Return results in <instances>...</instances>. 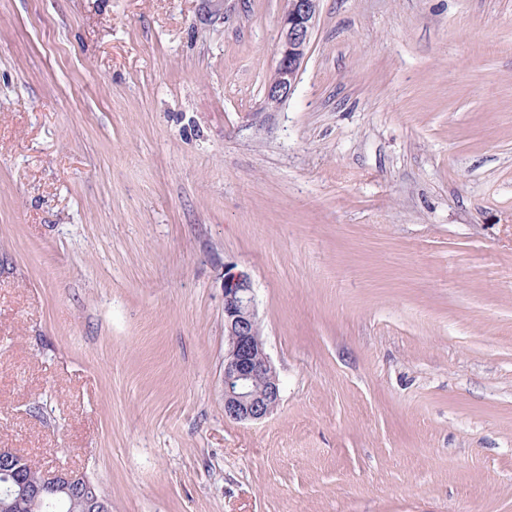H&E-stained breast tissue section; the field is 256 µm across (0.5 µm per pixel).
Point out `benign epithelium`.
Segmentation results:
<instances>
[{
  "label": "benign epithelium",
  "mask_w": 512,
  "mask_h": 512,
  "mask_svg": "<svg viewBox=\"0 0 512 512\" xmlns=\"http://www.w3.org/2000/svg\"><path fill=\"white\" fill-rule=\"evenodd\" d=\"M274 78L265 107L274 109L294 90L304 63L319 14L320 0H285ZM224 415L237 421H258L277 408L281 400L278 373L265 351L251 279L242 271H224ZM28 457L0 448V512H15L18 503L38 497L60 509L76 490L89 489L83 472L58 467L42 469L33 480L22 473L29 468Z\"/></svg>",
  "instance_id": "7a95c632"
}]
</instances>
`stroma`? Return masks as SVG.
<instances>
[{"instance_id":"1","label":"stroma","mask_w":512,"mask_h":512,"mask_svg":"<svg viewBox=\"0 0 512 512\" xmlns=\"http://www.w3.org/2000/svg\"><path fill=\"white\" fill-rule=\"evenodd\" d=\"M284 7L0 0V448L110 512H512V0H320L269 109ZM224 415L258 421L281 400L278 373L265 351L251 279L242 271H224Z\"/></svg>"}]
</instances>
